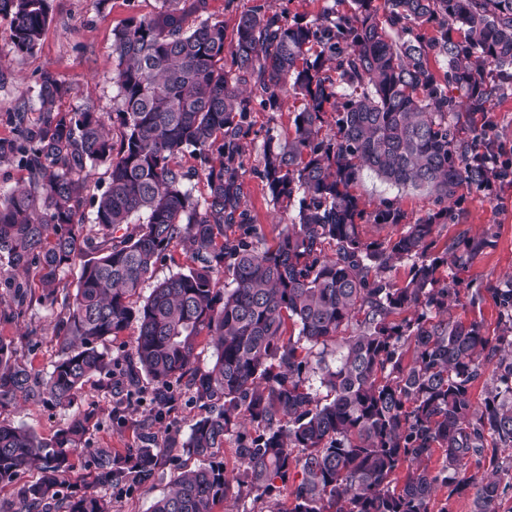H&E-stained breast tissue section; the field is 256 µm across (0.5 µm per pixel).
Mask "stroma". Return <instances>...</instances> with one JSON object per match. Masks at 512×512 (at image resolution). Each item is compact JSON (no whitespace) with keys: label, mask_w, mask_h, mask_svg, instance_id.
<instances>
[{"label":"stroma","mask_w":512,"mask_h":512,"mask_svg":"<svg viewBox=\"0 0 512 512\" xmlns=\"http://www.w3.org/2000/svg\"><path fill=\"white\" fill-rule=\"evenodd\" d=\"M49 5V23L35 51L26 55L11 53L0 59L1 139L14 137V113H24L28 122L38 121L36 81L46 70L55 73L70 88L58 104L61 111L89 104L106 115L115 112L118 88L112 31L130 19L153 15L158 10L159 0H109L102 8L96 0H49ZM357 192L372 206L384 198L398 199L411 219L425 215L433 207L430 196L387 185L367 171L362 174ZM243 195L255 224L266 238H274V227L287 223V212L274 209L264 183L255 174L245 176ZM464 206L466 221L442 226L441 239L453 238L463 232L470 236L487 232L493 234L495 245L458 271L462 285L461 302L454 307L453 313L466 321L481 322L485 334L495 336L500 332V325L492 297H484L482 302L474 304L470 295L472 289L493 288L512 276V184L494 182L489 194L466 192ZM54 323L52 310L35 303L26 316L17 321L0 314V338L7 341L24 339L34 365L45 370L56 356L51 340ZM120 400L119 390L109 389L106 378L95 377L87 383L78 407L96 412L95 425L89 435L91 448L119 450L133 442L136 424L130 422L119 428L110 421ZM203 411L202 403L191 392H183L174 410L161 425L155 426L154 431L161 439L169 436L185 439L191 421ZM70 417L67 410L23 403L0 412V418L25 425L43 437L53 436L66 427ZM196 464V458L175 452L172 462L158 469L152 480L114 496L115 512H150L156 498L167 492L174 469Z\"/></svg>","instance_id":"stroma-1"}]
</instances>
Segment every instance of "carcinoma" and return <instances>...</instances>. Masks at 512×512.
<instances>
[{"mask_svg": "<svg viewBox=\"0 0 512 512\" xmlns=\"http://www.w3.org/2000/svg\"><path fill=\"white\" fill-rule=\"evenodd\" d=\"M341 2L294 23L257 5L229 38L209 0H160L154 16L113 31L117 140L90 105L58 111L69 87L40 74L39 122L0 139V161L26 171L0 202V304L16 319L35 298L60 305L57 355L44 371L0 339V409L69 407L104 374L126 397L147 399L149 412L134 444L94 449L95 482L70 493L71 456L87 448L95 414L50 438L0 421V483L40 473L0 512H112L105 492L147 482L176 448L151 428L184 385L206 408L181 443L199 465L176 468L151 512H212L235 486L258 499L288 491V508L275 512H430L439 487L469 485L474 512H499L512 488V277L488 289L501 334L452 316L455 271L494 240L462 235L440 247L438 226L462 223L463 186L483 192L512 175L490 126L474 121L512 95V0H352L347 12ZM0 21L9 52L32 53L49 0H0ZM291 99L294 132L266 134L249 165L252 112H279ZM188 148L199 164L186 169L177 158ZM101 165L107 187L89 198ZM365 170L426 192L435 209L413 221L394 201L367 210L355 193ZM249 172L291 212L272 244L243 199ZM194 179L208 188L201 199ZM137 214L146 223H133ZM365 224L402 230L373 239ZM181 245L195 266L138 300ZM403 262L399 282L392 273ZM75 265L71 291L64 273ZM222 275L231 287H219ZM133 323L131 351H112ZM203 336L215 351L204 369ZM488 370L476 405L471 389ZM233 435L235 476L218 459ZM490 443L506 459L494 454L491 473L459 477ZM437 452L432 472L423 462Z\"/></svg>", "mask_w": 512, "mask_h": 512, "instance_id": "obj_1", "label": "carcinoma"}]
</instances>
